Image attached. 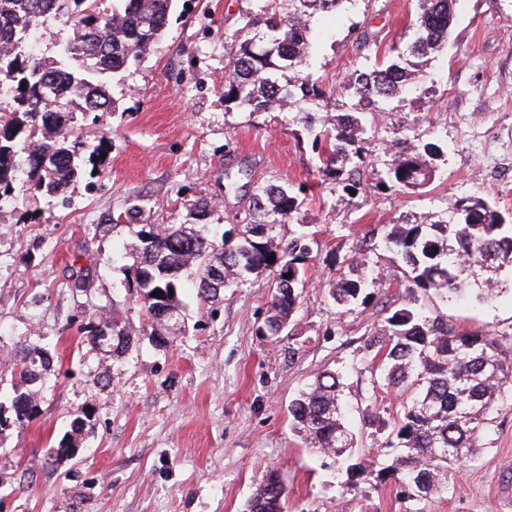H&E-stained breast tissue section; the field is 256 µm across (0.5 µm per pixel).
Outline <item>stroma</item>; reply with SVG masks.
<instances>
[{
  "label": "stroma",
  "mask_w": 512,
  "mask_h": 512,
  "mask_svg": "<svg viewBox=\"0 0 512 512\" xmlns=\"http://www.w3.org/2000/svg\"><path fill=\"white\" fill-rule=\"evenodd\" d=\"M255 7L178 0L142 62L109 82L118 110L84 128L88 141H111L105 165L70 186L68 204L0 209V393L18 383L19 347L41 345L53 357L33 417L0 429V512H246L271 472L288 490L287 512H405L394 485L374 476L340 485L332 458L293 430L291 401L317 374L343 371L347 426L367 462L386 436L364 423L363 410L392 418L406 400L380 381L367 347L391 310L421 305L457 330L498 335L512 353V267L493 273L488 301L427 295L382 243L399 218L445 213L461 196L484 198L512 219V0H461L420 101L364 117L376 172L391 158L393 129L442 145L435 178L419 194L349 193L318 173L297 112L226 108L228 38ZM416 13L417 0H345L317 16L309 71L326 94L317 123L352 104L339 89L353 70L405 46ZM267 183L308 187L294 221L270 229L274 247L286 246L298 223L318 231L290 334H265L273 282L263 274L225 288L213 306L186 291L184 330L163 345L149 339L131 286L142 226L185 223V202L202 196L210 203L203 223L228 230ZM133 199L140 214L118 222ZM367 233L371 298L338 306L330 285ZM76 268L88 274V291L66 288ZM111 305L133 338L118 357L77 341L79 317ZM82 409L94 415L92 433L74 458L48 464ZM493 417L485 448L462 463L453 491L431 495L428 512H512V401L498 402Z\"/></svg>",
  "instance_id": "1"
}]
</instances>
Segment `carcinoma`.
<instances>
[{
	"mask_svg": "<svg viewBox=\"0 0 512 512\" xmlns=\"http://www.w3.org/2000/svg\"><path fill=\"white\" fill-rule=\"evenodd\" d=\"M174 0H0V202L16 189L34 201L61 195L82 176L84 163L104 164L101 153L111 142L103 136L93 145L83 137V120L93 112L114 111L105 77L118 73L147 54L164 34ZM232 35L227 55L224 102L241 112H267L293 106L312 137L319 173L336 178L345 190L366 188L380 193L397 187L416 192L430 184L443 147L415 142L407 135L392 140V163L367 185L360 172L365 164L357 113L389 112L414 95L430 59L448 40L458 0H418L413 33L404 50L372 68L352 73L347 90L357 100L355 111L340 116L332 127L314 128L313 108L324 93L306 73L314 49L311 19L337 9L344 0H256ZM64 18L74 36L55 44L54 55L34 52L31 41L50 21ZM26 87H21V84ZM298 191L270 183L257 188L236 241L209 233L198 224L208 209L202 197L187 207L193 224L149 226L139 232L135 279L138 297L149 319L157 309L184 313L179 297L186 272L204 303L221 300L226 285L206 288L212 268L224 267V278L243 281L247 274L268 271L274 280L267 333L281 335L294 321L300 290L305 287L315 233L300 225L288 244L275 249L269 226L288 221L301 207ZM387 248L402 259L412 287L454 296L472 291L462 278L476 265L485 272L512 266V224L481 197L456 201L445 215L408 217L385 235ZM275 255L270 263L267 258ZM290 278H284V275ZM368 279L336 270L330 296L341 307L369 299ZM161 292V297L153 292ZM88 341L103 349L112 337L130 344L126 322L102 313L80 328ZM382 361L381 380L391 388H413L415 396L389 421L370 410L365 422L388 432L385 450L364 463L352 454L353 437L345 426L343 373L326 372L292 401L294 428L313 447L344 449L336 472L353 482L369 472L381 483L393 482L412 506L426 512L429 496L413 491L421 483L431 490L440 473L453 480L459 465L493 429L495 403L512 397V357L495 336L461 332L430 318L416 306H402L384 318L381 332L368 339ZM51 356L41 346L19 350V378L27 390H14L12 425L22 428L35 412L31 387L44 383ZM94 426L93 415L80 411L73 432L80 436ZM288 492L267 477L247 505V512H284Z\"/></svg>",
	"mask_w": 512,
	"mask_h": 512,
	"instance_id": "cac0c4a2",
	"label": "carcinoma"
}]
</instances>
